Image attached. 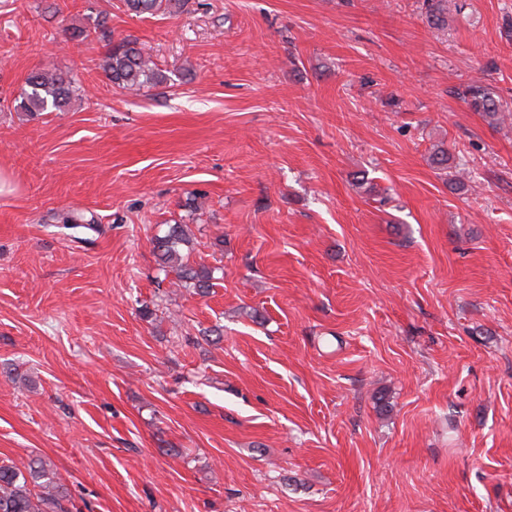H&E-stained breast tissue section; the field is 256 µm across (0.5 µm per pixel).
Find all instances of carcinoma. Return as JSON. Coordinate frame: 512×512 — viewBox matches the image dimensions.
Returning <instances> with one entry per match:
<instances>
[{
	"instance_id": "obj_1",
	"label": "carcinoma",
	"mask_w": 512,
	"mask_h": 512,
	"mask_svg": "<svg viewBox=\"0 0 512 512\" xmlns=\"http://www.w3.org/2000/svg\"><path fill=\"white\" fill-rule=\"evenodd\" d=\"M184 5L185 0H124L126 12L135 17L175 12ZM423 7L427 21L433 27L441 28L445 0H423ZM93 34L99 39L112 41L107 18L98 20L93 31L78 30L71 34V38L86 40ZM100 67L112 85L129 92H139L167 81L166 74L151 57L131 41L111 46ZM77 90L68 75L52 69H35L26 78L17 108L30 117L44 112H63ZM462 96L475 111L482 113L489 124L497 125L504 121L503 104L487 88L470 85ZM188 243L189 235L183 225H168L167 233L155 239L158 260L162 267L175 272L183 288H191L195 293L204 295L215 286L214 271L203 264L190 262L189 254L181 251V246ZM0 512H81V508L59 482L51 463L37 459L23 467L13 462L0 463Z\"/></svg>"
}]
</instances>
